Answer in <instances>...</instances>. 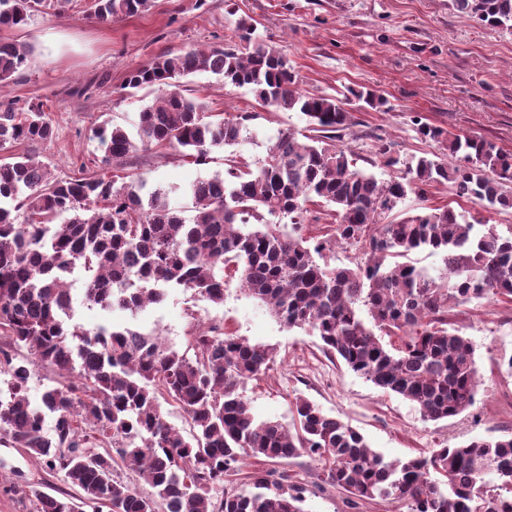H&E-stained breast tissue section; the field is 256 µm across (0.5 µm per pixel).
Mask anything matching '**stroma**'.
<instances>
[{
    "label": "stroma",
    "mask_w": 512,
    "mask_h": 512,
    "mask_svg": "<svg viewBox=\"0 0 512 512\" xmlns=\"http://www.w3.org/2000/svg\"><path fill=\"white\" fill-rule=\"evenodd\" d=\"M90 0H72L59 15L36 16L21 29L1 33L27 43L31 52L13 83L0 91L4 100L44 102L54 127L51 141L15 145L48 165L61 178L95 170L102 153L92 130L105 120L134 128L153 95L131 97L122 89L128 71L161 53L223 44L235 19L253 18L258 33L287 56L301 91L333 93L367 87L385 103L362 108L343 144L369 156L373 137L386 140L398 158L432 155L440 143L421 139L418 122L452 133L481 135L512 154V31L458 17L451 0H153L144 13L100 24L88 16ZM207 111L252 113L250 129L236 154L263 157L269 139L280 131L303 130L295 112H270L244 88L209 73L190 78ZM224 151L208 164L182 160L175 152L151 150L132 155L127 170L148 185L187 187L224 168ZM447 205L497 225L512 226V210L487 211L431 187L426 201L408 197L406 212L422 205ZM145 330L169 338L177 350L206 327H220L254 344L276 348L265 375L247 381L244 395L260 419L289 423L292 402L302 396L323 412L351 424L387 459H404L474 438L512 434V303L492 298L458 307L456 321L474 348L481 383L473 407L440 421L425 420L403 397L384 391L326 355L317 337L281 326L269 310L229 282L223 304L192 292L171 293L138 317ZM8 462L0 469V512H28L20 496L4 493L22 470L39 489L58 494L64 484L43 458L18 448L0 447ZM295 483L311 487L318 466L308 457L285 461ZM306 512H351L343 494L313 491Z\"/></svg>",
    "instance_id": "obj_1"
}]
</instances>
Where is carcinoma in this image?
Here are the masks:
<instances>
[{"label": "carcinoma", "mask_w": 512, "mask_h": 512, "mask_svg": "<svg viewBox=\"0 0 512 512\" xmlns=\"http://www.w3.org/2000/svg\"><path fill=\"white\" fill-rule=\"evenodd\" d=\"M71 2L0 0V30L60 14ZM451 6L512 30V0ZM150 7L151 0H92L89 16L106 24ZM256 30L241 18L221 47L166 52L130 70L127 95H161L138 113L133 133L109 122L94 128L112 174L58 178L28 154L0 159V376L7 377L0 447L48 458L76 491L36 492L31 512H306L308 488L274 468L304 454L320 465L319 490L345 492L351 509L388 502L406 512H512V436L389 460L303 397L295 398L290 427L257 419L243 387L271 368L272 348L213 328L180 353L131 324L73 320V271L84 303L133 318L177 290L221 304L225 278L236 277L284 326L318 337L325 353L413 402L424 419L474 405L475 349L449 313L484 298L512 302V227L501 232L448 206L398 214L409 195L423 199L445 184L486 210L512 209V155L483 137L423 123L419 135L443 153L401 160L377 137L374 156L400 166L379 178L336 140L355 125L353 102L374 107L384 99L371 90L300 91L286 57ZM27 55L25 45L0 38V89ZM197 73L248 89L269 112L301 114L307 133H279L254 163L231 153L223 172L185 189L147 187L126 172L139 149H175L204 164L214 150L238 144L251 119L205 111L182 82ZM53 135L43 103L0 105L1 151ZM178 193L191 201L189 218L171 204ZM311 206L331 219L312 245L297 234ZM338 247L349 252L346 266L324 260ZM421 251L442 257L446 279L413 263ZM39 367L58 380L35 406L27 390ZM161 397L182 410L189 435L166 418ZM245 455L263 465L247 473L246 487L224 490ZM118 468L139 474L152 494L120 480Z\"/></svg>", "instance_id": "1"}]
</instances>
